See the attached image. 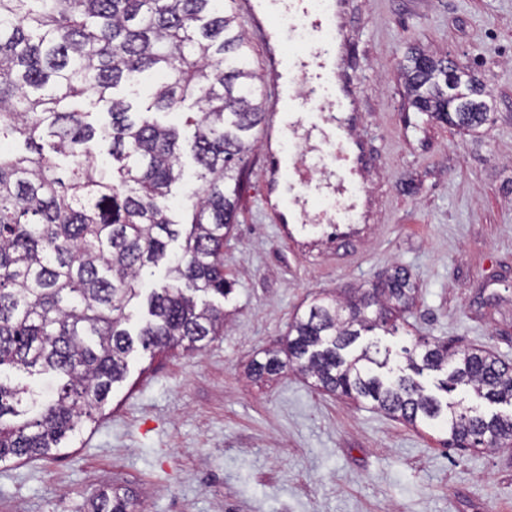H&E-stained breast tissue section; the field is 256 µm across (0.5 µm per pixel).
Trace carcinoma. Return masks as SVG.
Here are the masks:
<instances>
[{
    "instance_id": "carcinoma-1",
    "label": "carcinoma",
    "mask_w": 512,
    "mask_h": 512,
    "mask_svg": "<svg viewBox=\"0 0 512 512\" xmlns=\"http://www.w3.org/2000/svg\"><path fill=\"white\" fill-rule=\"evenodd\" d=\"M248 51L233 0H0V463L54 456L98 422L135 346L195 352L224 332V238L263 119ZM399 66L417 111L466 131L487 121L486 84L448 68L447 56L415 48ZM141 75L152 81L151 103L134 112L114 89ZM84 98L110 121L92 122L77 107ZM188 101L196 111H182ZM172 112L184 121L156 118ZM16 140L27 151L11 149ZM186 144L199 186L179 223L169 195ZM161 264L168 282L149 293L133 333L127 309ZM414 299L404 268L342 299L317 298L248 375L288 366L325 392L438 427L449 446L511 448L512 365L425 338L401 348L398 369L378 341L351 353L369 333H396ZM13 370L49 376L55 389L47 395ZM426 371L442 375L435 393L418 380ZM458 389L508 410L446 398ZM127 503L101 490L90 512H127Z\"/></svg>"
}]
</instances>
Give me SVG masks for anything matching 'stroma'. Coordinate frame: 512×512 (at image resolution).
I'll return each mask as SVG.
<instances>
[{
  "label": "stroma",
  "mask_w": 512,
  "mask_h": 512,
  "mask_svg": "<svg viewBox=\"0 0 512 512\" xmlns=\"http://www.w3.org/2000/svg\"><path fill=\"white\" fill-rule=\"evenodd\" d=\"M348 72L376 160V220L340 243L287 237L242 169L224 243V332L197 353L136 349L104 416L52 458L0 464V512H88L102 489L128 512H512V449H450L367 405L250 361L276 348L322 293L394 267L417 288L415 336L512 364V0H349ZM419 47L483 78L489 121L461 133L410 107L398 62Z\"/></svg>",
  "instance_id": "obj_1"
}]
</instances>
